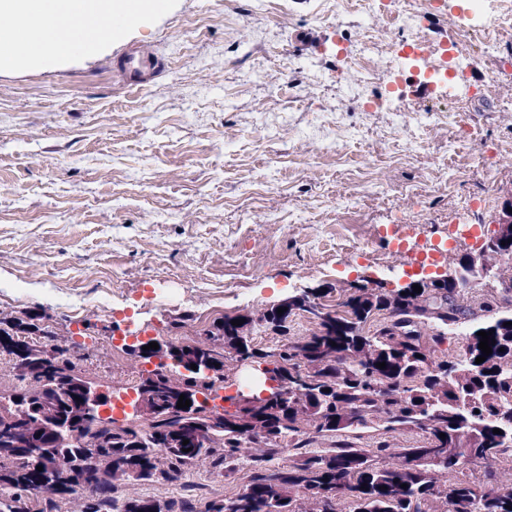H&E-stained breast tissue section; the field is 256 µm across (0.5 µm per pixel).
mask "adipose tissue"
<instances>
[{
    "mask_svg": "<svg viewBox=\"0 0 512 512\" xmlns=\"http://www.w3.org/2000/svg\"><path fill=\"white\" fill-rule=\"evenodd\" d=\"M124 8L125 0H0V16L28 32L23 41L0 36V70L63 61L82 53L87 42L102 45L113 37L112 21ZM57 18L65 21L63 31L44 34L45 24Z\"/></svg>",
    "mask_w": 512,
    "mask_h": 512,
    "instance_id": "ef3b65f1",
    "label": "adipose tissue"
}]
</instances>
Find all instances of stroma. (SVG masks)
Masks as SVG:
<instances>
[{
  "mask_svg": "<svg viewBox=\"0 0 512 512\" xmlns=\"http://www.w3.org/2000/svg\"><path fill=\"white\" fill-rule=\"evenodd\" d=\"M348 9L342 23L336 0H169L94 55L0 71V313L46 312L41 345L66 347L93 385L134 387L143 367L112 362L122 333L195 340L199 310L257 317L305 288L343 299L361 275L399 288L414 258L395 253L399 237H456L444 265L477 253L512 193V32L497 65L454 73L473 93L463 126L419 127L367 111L378 94L438 97L418 95L412 67L390 80L382 53L374 75L352 69L361 0ZM423 33L472 53L455 10ZM132 42L165 61L150 86L112 76ZM484 193L488 207L466 210ZM461 224L475 237L457 238ZM53 292L86 303L83 320L50 311ZM247 472L206 462L115 496L178 501L190 483L203 507L234 497Z\"/></svg>",
  "mask_w": 512,
  "mask_h": 512,
  "instance_id": "obj_1",
  "label": "stroma"
}]
</instances>
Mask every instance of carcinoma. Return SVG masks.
<instances>
[{
  "label": "carcinoma",
  "mask_w": 512,
  "mask_h": 512,
  "mask_svg": "<svg viewBox=\"0 0 512 512\" xmlns=\"http://www.w3.org/2000/svg\"><path fill=\"white\" fill-rule=\"evenodd\" d=\"M512 257V241L482 246L476 265L489 271L497 257ZM422 292L376 291L359 288L342 302L344 312H330L318 302L319 295L288 303V314L301 311L316 324V331L302 340L288 339L286 318L272 307L255 319L249 314L226 315L198 341L211 348L213 359L243 354L269 360L272 372L288 376V397L254 407L225 409L224 424L212 425L205 451H183L173 445V435L183 431V417L164 411V418L145 428L130 424L116 428L110 421H89L85 436L96 451L112 458V475L90 470L70 448L66 489L88 488L92 498L82 512H197L194 504L162 502L131 497L118 501L115 482H154L179 478L202 461L225 469L235 464L244 446L238 434L243 428L254 433L253 443L263 447L248 455V479L243 489L222 503H212L207 512H296L297 496L311 500L312 512H340L338 504H349V512H429L431 502L442 499L448 512H512V483L503 478L501 459L512 457V314L493 316L495 297L483 301L487 322L476 331L492 332V354L480 364V336H471L465 347L468 359L454 372L458 361L434 357L435 348L457 325L458 317L473 312L459 303L460 292L448 284H421ZM383 317L371 332L367 322ZM244 320L240 326L232 320ZM37 315L0 318V352L16 355L7 340L33 329ZM265 324L285 342L276 353L254 346L250 336L256 325ZM27 380L29 364L46 362L51 379L42 385L27 384L6 404L0 403V425L17 410L30 417L49 402L66 404L56 389L68 379L82 381L73 365L35 343L21 349ZM385 363L381 369L378 364ZM502 433L495 434L493 430ZM414 431L413 444L393 452L383 442L374 448L360 445L380 431ZM445 438H440V434ZM464 433L468 446H455ZM319 438L330 441L324 450L309 445ZM288 452V465L272 468V462ZM396 457V464L387 459ZM471 464L483 465L478 481L464 476ZM38 459L21 448L0 455V512H25L22 493L41 496L40 512H55L52 496L39 486L43 472ZM453 476L442 482L438 473ZM331 490L328 503L319 492Z\"/></svg>",
  "instance_id": "carcinoma-1"
}]
</instances>
